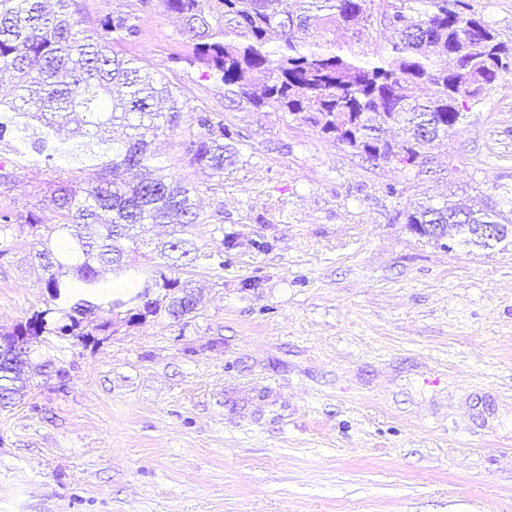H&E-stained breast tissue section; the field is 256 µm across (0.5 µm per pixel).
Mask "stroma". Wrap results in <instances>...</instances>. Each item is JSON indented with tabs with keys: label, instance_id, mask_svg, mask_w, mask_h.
Instances as JSON below:
<instances>
[{
	"label": "stroma",
	"instance_id": "1",
	"mask_svg": "<svg viewBox=\"0 0 512 512\" xmlns=\"http://www.w3.org/2000/svg\"><path fill=\"white\" fill-rule=\"evenodd\" d=\"M88 23L129 12V57L180 87L156 147L197 189L196 312L50 336L45 374L0 410V512H512V244L413 236L397 213L492 198L512 217V75L470 102L424 167L353 153L259 112L204 69L158 0H80ZM241 155L220 177L184 140L200 112ZM0 210L59 221V170L0 150ZM0 257V331L45 309L15 231Z\"/></svg>",
	"mask_w": 512,
	"mask_h": 512
}]
</instances>
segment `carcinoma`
I'll use <instances>...</instances> for the list:
<instances>
[{"label":"carcinoma","mask_w":512,"mask_h":512,"mask_svg":"<svg viewBox=\"0 0 512 512\" xmlns=\"http://www.w3.org/2000/svg\"><path fill=\"white\" fill-rule=\"evenodd\" d=\"M178 16L192 55L170 62L204 67L227 91L256 108L267 107L315 124L336 141L375 162L404 170L422 166L429 146L460 121L466 99L480 97L502 75L512 74V46L465 0H159ZM75 0H0V71L16 80L11 101H0V145L20 160L64 166L72 173L96 169L87 186L61 180L53 202L62 222L47 224L30 254L48 277V307L29 322L37 336L85 338L111 326L88 315L125 307L128 322L161 311L191 315L197 298L191 281L140 275L131 230L168 224L180 236L160 256L169 267L191 254L188 229L199 223L192 189L154 173V141L179 126L185 102L178 87L151 72L122 47L140 35L139 18L117 13L88 30ZM390 29L396 40L379 43ZM72 113L85 125L119 126L123 137L104 140L91 131L63 138ZM199 132L184 142L191 163L219 177L240 156L224 124L197 116ZM398 126L399 140L383 136ZM467 223L458 224L459 212ZM406 224L422 235L424 224L443 225L451 240L483 249L471 224L512 220L489 201L461 210L421 205ZM127 283L114 297L103 274ZM164 294L153 298V290ZM37 371L20 354L0 353V408L21 400Z\"/></svg>","instance_id":"carcinoma-1"}]
</instances>
